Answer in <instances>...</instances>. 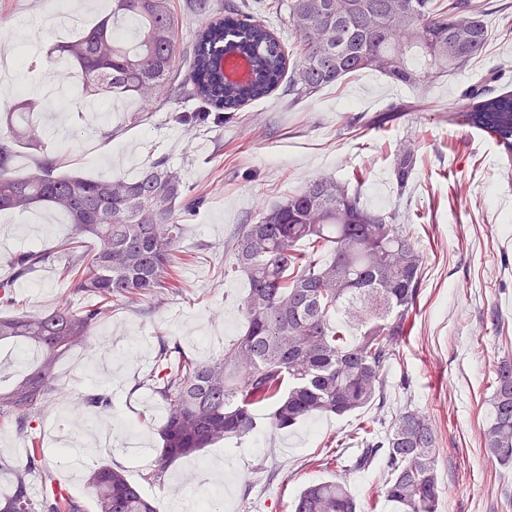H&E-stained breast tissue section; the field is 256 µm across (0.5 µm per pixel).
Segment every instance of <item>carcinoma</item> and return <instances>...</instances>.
<instances>
[{
    "label": "carcinoma",
    "instance_id": "carcinoma-1",
    "mask_svg": "<svg viewBox=\"0 0 512 512\" xmlns=\"http://www.w3.org/2000/svg\"><path fill=\"white\" fill-rule=\"evenodd\" d=\"M199 25L189 51L180 49L170 0H112V14L73 41L57 46L78 68L80 87L70 105L88 97H134L149 105L184 74L188 97L201 110L178 119L206 123L270 96L283 81L296 99L312 97L360 71H375L425 92L442 74L480 55L490 30L472 0H288L287 22L297 37L289 51L267 27L265 0L217 8L196 0ZM188 60L187 70L181 62ZM497 72L465 89L453 111L462 125L482 129L512 152V90ZM12 132L0 137V211L46 206L65 213L73 233L57 245L63 274L88 297L77 309L1 314L0 350L32 349L37 359L18 374L0 376V420L36 429L42 410L61 394L58 361L86 345L112 303L179 293L184 221L205 198L187 193L180 173L164 158L136 178H97L57 172L41 160L25 174L13 171ZM414 153L402 151L394 175L405 185ZM357 178L308 180L241 225L232 245V271L243 273L244 333L224 354L200 362L163 347L146 385L161 401L160 448L146 484L165 481L177 459L257 429L258 412L284 429L318 415L343 416L383 399L393 346L408 333V315L421 292L424 258L392 213L366 208ZM96 241L87 245V238ZM50 256L29 250L12 259L14 278L0 280V307L14 303V280ZM491 417L483 429L489 457L512 461V360L495 370ZM363 452L354 467L377 463L386 475L384 496L400 512H436L441 493L436 435L420 413L406 408L385 438L370 426L349 435ZM41 464L31 451L14 465L15 483L0 512H84L65 485L31 495L25 474ZM96 512H156L141 485L108 463L89 470ZM293 512H360L347 486L335 480L305 487Z\"/></svg>",
    "mask_w": 512,
    "mask_h": 512
}]
</instances>
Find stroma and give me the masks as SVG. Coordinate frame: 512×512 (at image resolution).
<instances>
[{
    "label": "stroma",
    "mask_w": 512,
    "mask_h": 512,
    "mask_svg": "<svg viewBox=\"0 0 512 512\" xmlns=\"http://www.w3.org/2000/svg\"><path fill=\"white\" fill-rule=\"evenodd\" d=\"M474 2L491 30L485 49L463 69L439 77L422 101L413 89L363 71L302 101L280 86L203 127L177 120L175 106L191 107L188 99L145 109L130 97L117 102L111 118L94 122L37 107L32 119L42 145L19 150L17 173L49 159L65 173L134 177L164 157L192 193L204 194L205 204L187 222L181 292L164 301L114 303L94 331V348L75 349L58 363L57 379L68 393L42 413L31 434L42 444L43 469L29 480L52 474L85 512H96L84 479L90 466L112 463L140 481L153 466L155 427L163 416L141 384L160 343L208 359L245 329L241 302L248 281L230 270L238 226L255 223L263 209L311 178L345 180L356 173L364 204L395 214L424 257L411 331L385 372L383 405L319 416L292 429L260 423L242 443L224 441L201 457L176 461L169 479L144 485V493L157 512H170L177 498L195 504L205 491L216 494L215 512H292L305 486L337 477L361 512H399L383 495L381 470L351 468L359 448L348 436L365 421L387 422L410 407L429 416L437 437L438 512H512V465L491 462L482 438L496 365L512 355V161L492 137L457 125L452 114L460 92L487 72L512 85V0ZM54 11L53 0H0V50L25 58L14 68L21 94L0 90L2 136L43 74L73 73L57 66L55 47L80 27L51 29L34 45L25 38L26 26L50 20ZM406 148L417 165L401 187L393 165ZM27 216L21 222L16 212L0 213V278L11 275L15 254L51 248L71 232L61 212L39 207ZM14 298L28 313L85 302L53 257L17 281ZM96 385L111 399L108 411L93 412L84 400Z\"/></svg>",
    "instance_id": "1"
}]
</instances>
